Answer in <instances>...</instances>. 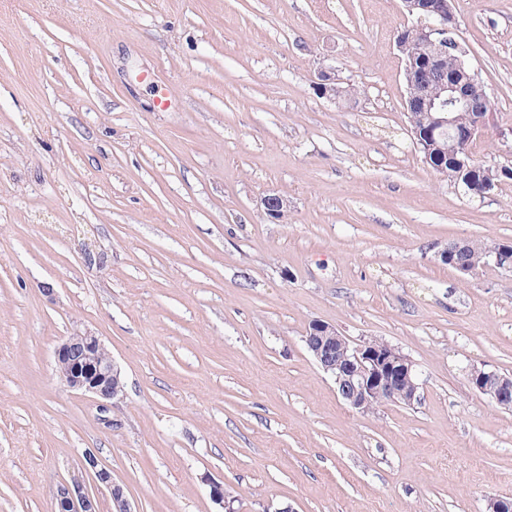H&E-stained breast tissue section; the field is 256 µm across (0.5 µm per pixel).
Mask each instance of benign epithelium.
I'll list each match as a JSON object with an SVG mask.
<instances>
[{
	"instance_id": "obj_1",
	"label": "benign epithelium",
	"mask_w": 512,
	"mask_h": 512,
	"mask_svg": "<svg viewBox=\"0 0 512 512\" xmlns=\"http://www.w3.org/2000/svg\"><path fill=\"white\" fill-rule=\"evenodd\" d=\"M405 10L419 16L418 36L440 58L448 53L451 34L456 22L449 0H403ZM409 84L414 86L422 104L436 111L429 142L435 149L460 150V146L480 136L488 126L492 112L490 99H485L486 115L465 129L457 127L453 113L473 100L474 81L465 67H460L459 79L439 81L432 66L418 65L408 70ZM339 79L331 71L322 70L314 82V90L325 99L335 101ZM265 214L272 220L288 209V199L268 195L263 200ZM486 261L506 270L512 268V246L497 244L486 252ZM307 350L336 384L341 398L353 409L366 412L377 403L393 402L412 405L418 399L419 384L412 361L398 348L377 339L350 341L336 328L320 320L312 321L306 330ZM55 366L60 380L71 390L90 394L102 407L124 396L121 370L100 338L90 331L67 337L55 349ZM470 385L504 407L512 406V377L474 368L469 374ZM81 471L88 474L96 487H105L112 502V512H134L124 487L112 478V472L99 464L96 455L87 451ZM211 498L224 512H235L234 498L224 491V484L209 477ZM54 512H98L97 498L83 476L75 475L57 489Z\"/></svg>"
}]
</instances>
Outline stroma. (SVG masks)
Listing matches in <instances>:
<instances>
[{
    "label": "stroma",
    "instance_id": "35a3bbf8",
    "mask_svg": "<svg viewBox=\"0 0 512 512\" xmlns=\"http://www.w3.org/2000/svg\"><path fill=\"white\" fill-rule=\"evenodd\" d=\"M512 167V0H452ZM401 0H0V512H53L92 450L134 512H489L512 496V181L471 199L406 117ZM355 85L332 103L319 70ZM167 106H159L158 98ZM288 200L273 220L262 200ZM413 361L420 399L359 413L311 321ZM92 331L125 395L103 422L56 346ZM460 242H454L448 245L440 253V258L442 261H448L450 255L455 252V250L459 247ZM489 247L483 244H476L474 242H468V246L462 250L454 253L453 256L450 257L448 262V266L454 268L459 272L458 268L465 267L467 265L472 264L475 261H482L481 256L482 253ZM511 255H512V246L506 244H497L493 247H490L486 252V260L481 263L479 266H484L488 262H493L496 267H502L506 270H511ZM470 385L484 395H489L497 404L512 406V377L493 371L473 368L469 374Z\"/></svg>",
    "mask_w": 512,
    "mask_h": 512
}]
</instances>
